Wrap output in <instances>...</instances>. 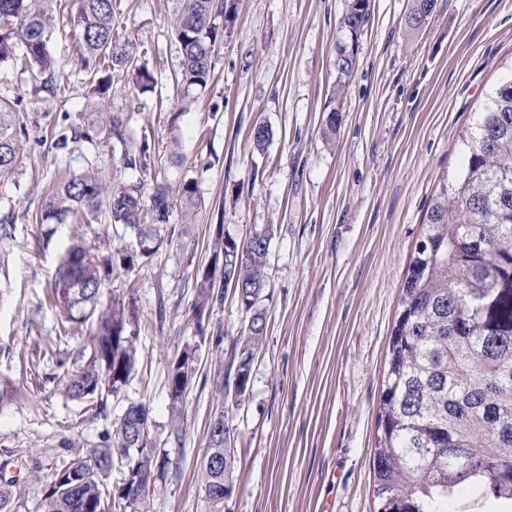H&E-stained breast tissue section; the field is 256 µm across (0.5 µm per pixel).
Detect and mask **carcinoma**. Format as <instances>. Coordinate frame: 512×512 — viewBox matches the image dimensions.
Returning a JSON list of instances; mask_svg holds the SVG:
<instances>
[{
    "mask_svg": "<svg viewBox=\"0 0 512 512\" xmlns=\"http://www.w3.org/2000/svg\"><path fill=\"white\" fill-rule=\"evenodd\" d=\"M54 0H0V61L14 58L48 74L53 83L60 64L49 50ZM361 10H349L342 27L355 35L369 19V0ZM434 0H411L409 25L417 29L429 20ZM113 0H79L71 18L79 45L80 70L90 77L119 69L135 75L146 91L153 78L136 65L135 56L116 43ZM233 13L226 0H176L172 33L181 61L174 85L181 99L204 87L214 69L224 30ZM336 89L324 111L325 137L340 128L339 107L346 78L356 67L354 53L340 47L334 61ZM16 112L0 100V181H6L25 157L26 133ZM107 134L124 146V165L142 175L135 183L107 187L87 171L71 176L45 204L42 219L62 222L74 214L93 224L100 216L135 233L136 254L67 248L48 293L63 314L65 334L91 325L88 344L75 352L76 368L63 375L68 395L106 409L103 394H119L136 363L138 321L130 307L112 299L103 302L106 281L114 267L148 264L167 238L160 227L179 206L190 223L200 206L190 181L173 190L158 178V161L146 131L136 138L117 119L96 134ZM272 137L268 125L257 123L249 139L262 151ZM55 147L69 140H93L70 123L53 134ZM459 150L462 169L443 177L429 204L424 231L410 257L400 309L388 345L387 369L376 421L373 454L376 512H451L463 495L479 492L499 512H512V79L499 84L465 134ZM155 223H144V212ZM270 233L236 241L216 225L211 240L212 266L194 265L195 251L183 248V258L195 267L196 299L192 315L201 339L220 348L222 327L205 332L204 317L224 304V285L236 286L238 301L251 329L242 336L235 373L244 396L251 361L266 335V314L259 307L266 286ZM197 373L196 348L186 346L168 363L167 384L172 419L182 414L184 397ZM205 458L227 462L233 469L232 428L224 417L212 419ZM140 452L129 449L130 444ZM120 482L105 480L115 464ZM155 461L150 409L130 403L98 440L70 460L47 485L37 512H135L138 497L156 487L161 470ZM0 463V512H14L16 479L5 477ZM204 489L222 488L224 469L202 464Z\"/></svg>",
    "mask_w": 512,
    "mask_h": 512,
    "instance_id": "1",
    "label": "carcinoma"
}]
</instances>
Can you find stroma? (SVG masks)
<instances>
[{
    "label": "stroma",
    "mask_w": 512,
    "mask_h": 512,
    "mask_svg": "<svg viewBox=\"0 0 512 512\" xmlns=\"http://www.w3.org/2000/svg\"><path fill=\"white\" fill-rule=\"evenodd\" d=\"M348 0H235V20L205 87L182 109L173 91L181 58L171 33L174 0H117L116 40L128 44L154 83L141 93L113 73L106 94L78 71L69 19L55 17L50 50L63 66L52 95L19 62L0 63V99H19L29 155L0 187V217L14 231L0 242V381L18 390L0 402V462L17 479V512H35L45 484L90 446L128 403L150 408L165 476L136 512H214L199 464L217 414L232 426L236 461L230 512H375L372 460L388 343L409 257L423 233L440 177L460 164L456 144L487 95L512 77V0H435L429 23L407 25L409 0H370V17L346 80L343 122L325 138L324 107L336 85V47ZM97 106L133 131L148 129L159 176L193 181L202 201L186 242L211 262V236L242 241L271 230L260 305L267 334L244 397L219 392L214 376L234 355L245 315L236 294L203 320L224 344L200 341L190 310L192 270L177 244L153 261L115 268L107 296L131 301L139 327L136 369L104 415L85 410L55 378L79 341L60 340L47 299L70 244L138 249L134 233L108 222L41 223L60 178L96 160L107 184L136 182L123 147L101 136L53 149L65 113L87 120ZM267 123L264 151L249 132ZM197 349V378L171 434L167 364Z\"/></svg>",
    "instance_id": "obj_1"
}]
</instances>
